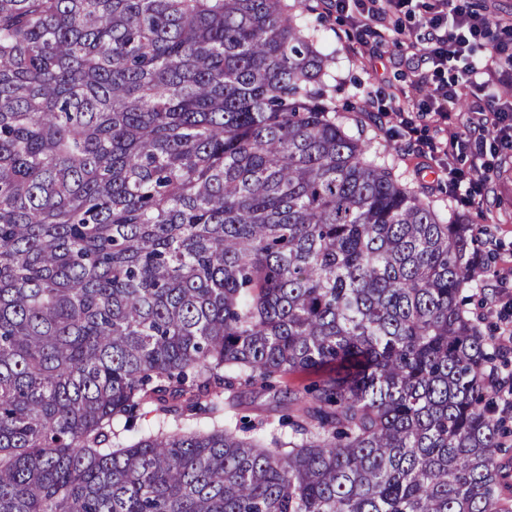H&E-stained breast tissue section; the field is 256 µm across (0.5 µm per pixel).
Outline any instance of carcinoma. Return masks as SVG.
<instances>
[{"label":"carcinoma","mask_w":512,"mask_h":512,"mask_svg":"<svg viewBox=\"0 0 512 512\" xmlns=\"http://www.w3.org/2000/svg\"><path fill=\"white\" fill-rule=\"evenodd\" d=\"M301 8L0 0V512H512L470 219L336 122ZM281 410L279 399L273 393L256 390L253 393H247L243 397L242 404L237 412L240 415H249L250 417H259L277 422Z\"/></svg>","instance_id":"1"}]
</instances>
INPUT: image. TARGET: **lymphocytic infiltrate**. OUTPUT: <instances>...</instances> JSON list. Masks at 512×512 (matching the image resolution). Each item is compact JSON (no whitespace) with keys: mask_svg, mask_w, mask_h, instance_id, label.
<instances>
[{"mask_svg":"<svg viewBox=\"0 0 512 512\" xmlns=\"http://www.w3.org/2000/svg\"><path fill=\"white\" fill-rule=\"evenodd\" d=\"M327 13L345 15L360 36L365 66L375 68L384 57L388 30L383 22L390 15L416 16L417 25L407 36L411 60L425 69L419 82L426 93L421 104H414L402 91L389 97L388 112L404 131L416 122L432 123L439 140L418 144L420 156L435 158L448 179V193L462 205L485 197L491 181V168L481 145L494 138L512 148V101L499 98L496 88L512 85V41L499 33V21L490 11H476L455 0H321ZM484 44L488 55L481 68L482 80L473 83L462 63ZM479 96L467 118L470 137L461 140L448 131L456 105L470 89Z\"/></svg>","mask_w":512,"mask_h":512,"instance_id":"f902f5d3","label":"lymphocytic infiltrate"}]
</instances>
